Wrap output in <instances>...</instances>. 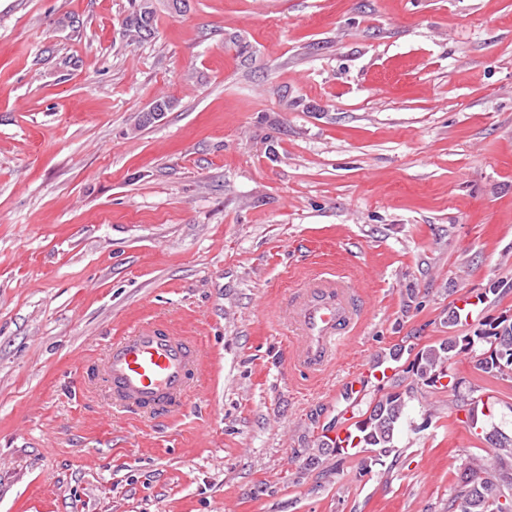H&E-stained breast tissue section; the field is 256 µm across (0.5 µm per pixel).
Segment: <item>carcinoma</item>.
Masks as SVG:
<instances>
[{"instance_id": "cac0c4a2", "label": "carcinoma", "mask_w": 512, "mask_h": 512, "mask_svg": "<svg viewBox=\"0 0 512 512\" xmlns=\"http://www.w3.org/2000/svg\"><path fill=\"white\" fill-rule=\"evenodd\" d=\"M135 11L127 19L129 31L145 39L154 34L156 9L153 0H136ZM483 355L475 366L484 376L496 380L512 378V319L507 316L487 318L472 332L450 338L437 347L416 353L409 371L425 385L456 389L450 369L452 359L463 352ZM449 379L444 385L441 380ZM414 386L403 391L387 392L369 403L361 419L355 422L346 438L327 441L324 446L340 452L347 447L371 452L359 462V473L369 472L371 465L390 456L395 436L403 423L407 401L414 396ZM497 438L490 457L480 460L476 468L464 474L448 499V512H508L512 507V436L495 429Z\"/></svg>"}]
</instances>
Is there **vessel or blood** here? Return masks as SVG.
<instances>
[{
	"label": "vessel or blood",
	"instance_id": "obj_1",
	"mask_svg": "<svg viewBox=\"0 0 512 512\" xmlns=\"http://www.w3.org/2000/svg\"><path fill=\"white\" fill-rule=\"evenodd\" d=\"M359 313L355 292L347 282L325 280L314 285L294 312L300 364L318 371L335 361L346 345L347 328ZM195 369V349L187 338L158 324L140 326L114 343L103 363L110 406L152 414L177 411Z\"/></svg>",
	"mask_w": 512,
	"mask_h": 512
}]
</instances>
